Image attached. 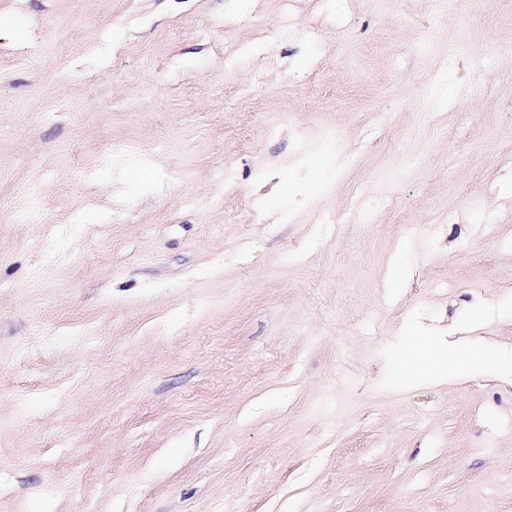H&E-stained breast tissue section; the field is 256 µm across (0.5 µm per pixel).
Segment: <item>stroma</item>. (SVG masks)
<instances>
[{"instance_id": "obj_1", "label": "stroma", "mask_w": 512, "mask_h": 512, "mask_svg": "<svg viewBox=\"0 0 512 512\" xmlns=\"http://www.w3.org/2000/svg\"><path fill=\"white\" fill-rule=\"evenodd\" d=\"M509 47L512 0H0V512H512V373L393 378L411 326L512 354Z\"/></svg>"}]
</instances>
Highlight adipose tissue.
I'll return each mask as SVG.
<instances>
[{
    "label": "adipose tissue",
    "instance_id": "obj_1",
    "mask_svg": "<svg viewBox=\"0 0 512 512\" xmlns=\"http://www.w3.org/2000/svg\"><path fill=\"white\" fill-rule=\"evenodd\" d=\"M511 365L494 348L466 342L457 344L454 358H447L436 338L412 331L403 342L396 377L403 382L418 371L438 377L454 371L475 375L492 369L504 370Z\"/></svg>",
    "mask_w": 512,
    "mask_h": 512
}]
</instances>
